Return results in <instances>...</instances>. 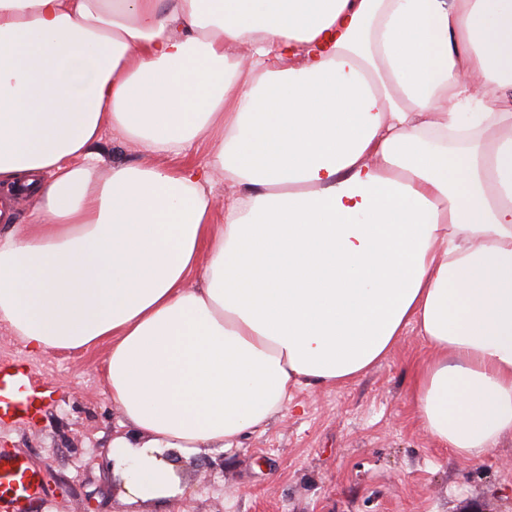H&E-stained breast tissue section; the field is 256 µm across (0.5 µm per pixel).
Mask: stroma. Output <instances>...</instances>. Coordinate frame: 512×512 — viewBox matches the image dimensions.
<instances>
[{
  "mask_svg": "<svg viewBox=\"0 0 512 512\" xmlns=\"http://www.w3.org/2000/svg\"><path fill=\"white\" fill-rule=\"evenodd\" d=\"M107 344L30 353L0 325V373L24 366L46 393L37 415L0 414V456L29 458L48 494L39 512H126L97 461L121 415L104 378ZM430 350L408 330L378 365L344 385L295 391L293 410L209 450L223 469L189 477L182 512H512V440L477 463L439 446L412 395Z\"/></svg>",
  "mask_w": 512,
  "mask_h": 512,
  "instance_id": "1",
  "label": "stroma"
}]
</instances>
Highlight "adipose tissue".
I'll return each instance as SVG.
<instances>
[{
    "instance_id": "obj_1",
    "label": "adipose tissue",
    "mask_w": 512,
    "mask_h": 512,
    "mask_svg": "<svg viewBox=\"0 0 512 512\" xmlns=\"http://www.w3.org/2000/svg\"><path fill=\"white\" fill-rule=\"evenodd\" d=\"M107 127L216 139L223 223L196 168L99 176ZM0 182L40 218L0 229V325L107 344L130 503L177 504L166 450L237 447L411 326L430 435L512 438V0H0Z\"/></svg>"
}]
</instances>
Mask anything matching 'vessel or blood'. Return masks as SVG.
<instances>
[{
  "instance_id": "vessel-or-blood-1",
  "label": "vessel or blood",
  "mask_w": 512,
  "mask_h": 512,
  "mask_svg": "<svg viewBox=\"0 0 512 512\" xmlns=\"http://www.w3.org/2000/svg\"><path fill=\"white\" fill-rule=\"evenodd\" d=\"M45 493L36 469L19 457H0V512H34Z\"/></svg>"
}]
</instances>
